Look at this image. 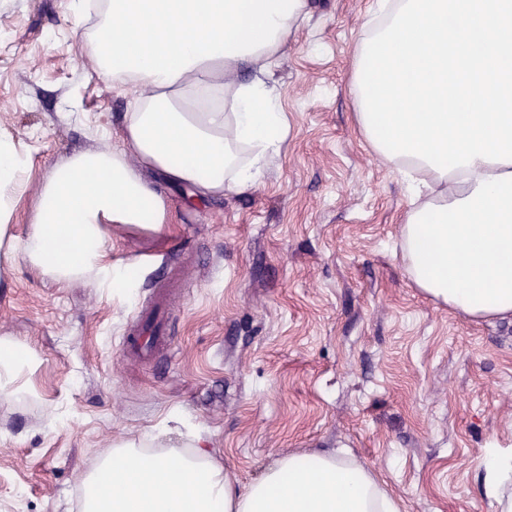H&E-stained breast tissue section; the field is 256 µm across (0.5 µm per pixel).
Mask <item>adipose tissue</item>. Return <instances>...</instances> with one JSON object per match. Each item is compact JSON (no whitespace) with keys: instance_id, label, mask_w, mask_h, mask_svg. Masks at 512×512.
<instances>
[{"instance_id":"ef3b65f1","label":"adipose tissue","mask_w":512,"mask_h":512,"mask_svg":"<svg viewBox=\"0 0 512 512\" xmlns=\"http://www.w3.org/2000/svg\"><path fill=\"white\" fill-rule=\"evenodd\" d=\"M74 29L99 74L130 98L116 144L55 165L16 234L31 156L0 131V275L25 264L57 284L126 291L130 265L113 263L108 227L159 232L171 221L153 174L203 198L252 189L291 132L270 82L311 15L310 0H71ZM144 30L142 42L129 40ZM253 71L237 78L240 67ZM410 200L401 259L417 288L476 320L512 318V164L476 159L439 174L417 157L393 158ZM39 356L0 337V400L39 403ZM179 441L164 444L169 431ZM494 512H512V454L489 449L478 464ZM81 512H402L401 500L347 451L277 459L246 487L186 419L121 434L83 479Z\"/></svg>"}]
</instances>
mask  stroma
Listing matches in <instances>:
<instances>
[{"instance_id": "obj_1", "label": "stroma", "mask_w": 512, "mask_h": 512, "mask_svg": "<svg viewBox=\"0 0 512 512\" xmlns=\"http://www.w3.org/2000/svg\"><path fill=\"white\" fill-rule=\"evenodd\" d=\"M276 69L292 132L249 192L197 198L161 184L172 220L116 224L127 291L59 286L17 265L0 337L31 343L40 404L0 401V512H79L83 478L124 431L177 413L240 485L277 458L349 449L404 512H492L478 463L512 450V318L474 321L407 273L399 173L351 121L353 50L372 0H311ZM70 0H0V130L34 159L21 196L66 157L116 143L129 98L99 77ZM172 277L170 334L136 362L128 323Z\"/></svg>"}]
</instances>
